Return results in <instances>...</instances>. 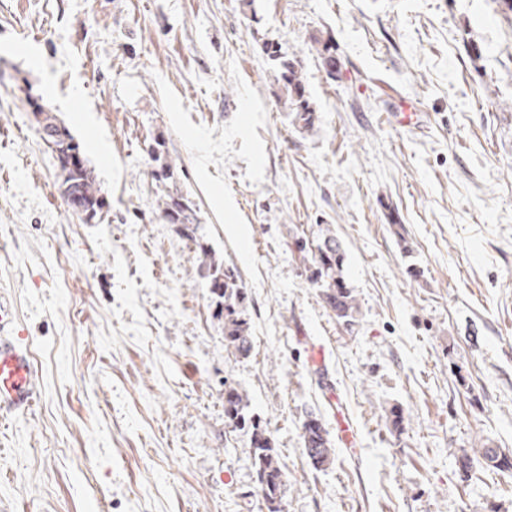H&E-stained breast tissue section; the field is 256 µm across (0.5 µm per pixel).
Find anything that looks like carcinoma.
Here are the masks:
<instances>
[{
    "label": "carcinoma",
    "mask_w": 512,
    "mask_h": 512,
    "mask_svg": "<svg viewBox=\"0 0 512 512\" xmlns=\"http://www.w3.org/2000/svg\"><path fill=\"white\" fill-rule=\"evenodd\" d=\"M281 78L286 98L296 104L294 122L303 129L313 123V113L304 103L302 81L293 63L280 61ZM152 160L158 166L152 170L154 180L160 182L174 174V166L163 154L162 144L151 150ZM60 195H78L85 205L98 214L102 207L101 190L96 182L94 171L86 159H81L78 168L62 166V181L59 185ZM163 217L170 224H192L194 213L188 200L182 196H167L162 203ZM318 248V259L313 262L312 280L321 288L323 302L348 327L358 323L359 302L353 289L349 288L344 275L343 264L345 249L333 230L322 231ZM199 271L202 276L216 289L213 293L218 303L224 308V342L231 354L246 357L250 354L252 336L250 326L245 318L244 297L238 283L237 272L217 260L207 250H201ZM248 406L247 394L230 390L224 403L225 415L237 425L249 426L252 429L250 454L256 471L259 491L267 504L268 512H282V501L286 494V482L273 439L268 431L258 422L246 418L245 408ZM316 418L313 413L307 414L302 427V446L304 453L316 469L333 463L336 449L329 439V434L322 424L315 426L310 421ZM482 457L492 467L499 470H512V455L498 448L482 449Z\"/></svg>",
    "instance_id": "cac0c4a2"
}]
</instances>
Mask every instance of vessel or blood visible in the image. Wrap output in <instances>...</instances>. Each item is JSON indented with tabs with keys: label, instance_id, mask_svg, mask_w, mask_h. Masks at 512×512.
<instances>
[{
	"label": "vessel or blood",
	"instance_id": "vessel-or-blood-1",
	"mask_svg": "<svg viewBox=\"0 0 512 512\" xmlns=\"http://www.w3.org/2000/svg\"><path fill=\"white\" fill-rule=\"evenodd\" d=\"M34 375L31 349L16 336L10 309L0 304V417L33 408Z\"/></svg>",
	"mask_w": 512,
	"mask_h": 512
}]
</instances>
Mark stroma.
Returning <instances> with one entry per match:
<instances>
[{
	"mask_svg": "<svg viewBox=\"0 0 512 512\" xmlns=\"http://www.w3.org/2000/svg\"><path fill=\"white\" fill-rule=\"evenodd\" d=\"M406 100L422 126L398 124ZM41 105L94 171L92 222L60 195ZM176 193L196 223L165 221ZM326 228L353 328L310 279ZM205 249L247 294L248 357ZM0 302L38 396L0 423V512H267L231 387L275 440L284 512H512V473L481 455L512 452V0H0ZM310 412L356 431L321 470ZM279 65L282 70L281 78L286 93L284 104L288 102V99L296 104V108L293 109L295 111L294 122L298 125L301 124V129H308L313 123V113L309 110L308 105L303 103L305 100L303 99L301 76L292 62L281 60ZM199 271L209 285L215 287L213 293L218 303L224 308V342L231 354L246 357L250 354L252 336L250 326L245 318L244 297L238 283L237 272L217 260L206 249L202 250Z\"/></svg>",
	"mask_w": 512,
	"mask_h": 512,
	"instance_id": "1",
	"label": "stroma"
}]
</instances>
